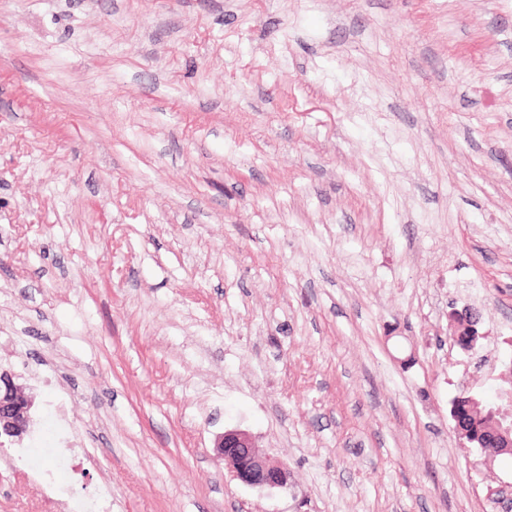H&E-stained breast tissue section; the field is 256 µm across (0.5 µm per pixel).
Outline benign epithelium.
I'll return each instance as SVG.
<instances>
[{
	"label": "benign epithelium",
	"instance_id": "obj_1",
	"mask_svg": "<svg viewBox=\"0 0 512 512\" xmlns=\"http://www.w3.org/2000/svg\"><path fill=\"white\" fill-rule=\"evenodd\" d=\"M469 321L472 322L471 331L452 332L454 344L465 352L475 348L479 336V331L475 330L477 318L471 312L465 313L462 323ZM32 406V398L25 389L15 383L10 373L0 371V439L11 442L22 440L30 426ZM498 414L496 423L486 427L472 418L470 413L454 410V429L462 445L466 448H499L512 454V411L500 409ZM216 450L241 483L261 489L288 486L287 467L263 454L249 433L242 430L224 432L217 439Z\"/></svg>",
	"mask_w": 512,
	"mask_h": 512
}]
</instances>
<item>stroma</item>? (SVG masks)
Returning a JSON list of instances; mask_svg holds the SVG:
<instances>
[{"label": "stroma", "mask_w": 512, "mask_h": 512, "mask_svg": "<svg viewBox=\"0 0 512 512\" xmlns=\"http://www.w3.org/2000/svg\"><path fill=\"white\" fill-rule=\"evenodd\" d=\"M0 369L112 512H501L450 408L512 390V0H0ZM468 320L472 322V324H468ZM462 322L463 325L472 328L473 330L468 331H457L455 328L453 329V332L451 336L453 337V342L455 345H457L461 350L465 352H470L475 348V342L477 337L479 336V331L475 328V325L473 323H477V318L474 316L473 312H467L465 311V318L459 321V323ZM50 415L57 427V444L70 447L74 440L71 430L73 425L72 419L65 415L62 406L58 403L53 404ZM215 448L241 483L261 489L288 486L287 467L263 454L249 433L226 431L218 437Z\"/></svg>", "instance_id": "1"}]
</instances>
